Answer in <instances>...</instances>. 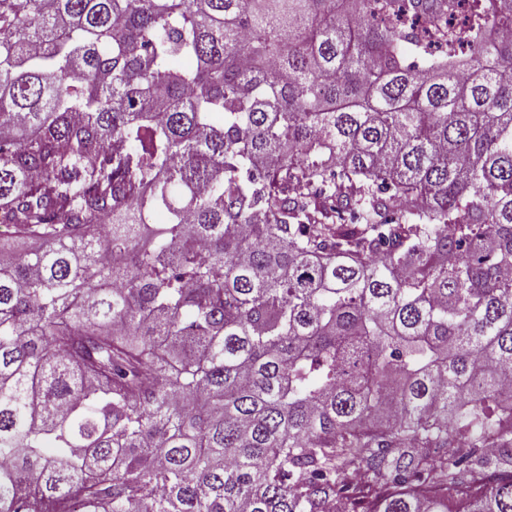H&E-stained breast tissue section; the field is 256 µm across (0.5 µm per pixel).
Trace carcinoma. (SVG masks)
Segmentation results:
<instances>
[{"mask_svg": "<svg viewBox=\"0 0 512 512\" xmlns=\"http://www.w3.org/2000/svg\"><path fill=\"white\" fill-rule=\"evenodd\" d=\"M0 226V512H512V0H0Z\"/></svg>", "mask_w": 512, "mask_h": 512, "instance_id": "carcinoma-1", "label": "carcinoma"}]
</instances>
